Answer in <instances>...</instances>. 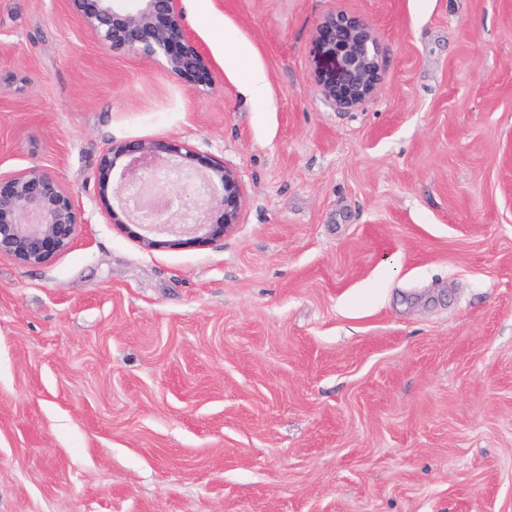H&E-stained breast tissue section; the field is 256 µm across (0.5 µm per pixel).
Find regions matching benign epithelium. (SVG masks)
<instances>
[{
  "label": "benign epithelium",
  "instance_id": "7a95c632",
  "mask_svg": "<svg viewBox=\"0 0 512 512\" xmlns=\"http://www.w3.org/2000/svg\"><path fill=\"white\" fill-rule=\"evenodd\" d=\"M68 9L106 52H127L160 62L169 73L184 77H217L204 51L188 32L181 0H137L135 9L124 0H67ZM322 65L315 72L320 96L341 109H355L374 96L384 82L381 51L373 27L343 12L321 18L315 29ZM130 158L115 182L113 193L125 205L127 221L143 233L136 239L146 248H178L186 243H206L220 238L239 223L242 189L236 173L224 161L204 162L205 171L189 164L194 151L178 142L137 140L113 146L105 153L95 179L107 186L112 178L113 156ZM162 173L161 191L168 196L159 212L146 201L126 195ZM113 223L125 225L109 210ZM88 220L71 192L56 178L38 168L0 177V255L27 265H41L71 246L76 229ZM153 234L171 239L159 241Z\"/></svg>",
  "mask_w": 512,
  "mask_h": 512
}]
</instances>
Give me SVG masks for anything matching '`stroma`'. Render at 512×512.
<instances>
[{"instance_id":"obj_1","label":"stroma","mask_w":512,"mask_h":512,"mask_svg":"<svg viewBox=\"0 0 512 512\" xmlns=\"http://www.w3.org/2000/svg\"><path fill=\"white\" fill-rule=\"evenodd\" d=\"M182 6L214 87L0 0V173L87 218L0 256V512H512V0ZM331 12L381 44L353 110L314 85ZM138 139L236 171L235 229L107 223L95 172ZM239 65L249 71L248 79L245 86L246 94L253 100H262L266 97L268 91V81L262 70L251 68L243 60L238 58Z\"/></svg>"}]
</instances>
